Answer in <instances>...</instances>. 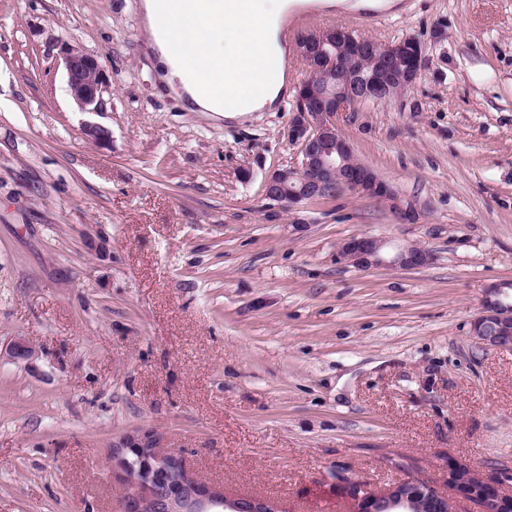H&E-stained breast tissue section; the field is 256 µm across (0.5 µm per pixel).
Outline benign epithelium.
Masks as SVG:
<instances>
[{
  "label": "benign epithelium",
  "mask_w": 512,
  "mask_h": 512,
  "mask_svg": "<svg viewBox=\"0 0 512 512\" xmlns=\"http://www.w3.org/2000/svg\"><path fill=\"white\" fill-rule=\"evenodd\" d=\"M297 52L306 64L295 106L288 124V142L299 148L301 162L294 168L273 172L265 181V196L290 208L318 199L352 192L395 201V193L367 166L352 161L349 143L340 134L336 119L354 111L366 100L387 101L412 86L424 66L421 46L411 38L381 45L340 27H327L302 34ZM70 95L78 109L89 115L106 111L109 84L99 60L68 46L62 51ZM86 137L104 142L109 131L87 121ZM386 243L375 236L351 238L339 246L337 260L361 268L398 266L413 269L430 256L413 247L389 255ZM472 335L481 344L512 351V281L485 290L482 311L472 324ZM130 487L121 502V512H274L262 498H228L223 489L193 477L177 453L163 449L153 432L136 431L112 443ZM459 468L448 473V483L475 502L482 512H512V498L502 494L504 482L512 484V469L492 483L477 473L474 482L457 480ZM405 485L409 494L389 501L388 512H408L417 500L434 506L431 512H453L450 499L430 485L408 477L383 489L356 482L351 500L355 512H380L378 500Z\"/></svg>",
  "instance_id": "1"
}]
</instances>
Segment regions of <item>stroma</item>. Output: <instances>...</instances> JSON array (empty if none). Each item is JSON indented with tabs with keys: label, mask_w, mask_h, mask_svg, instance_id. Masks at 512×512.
Here are the masks:
<instances>
[{
	"label": "stroma",
	"mask_w": 512,
	"mask_h": 512,
	"mask_svg": "<svg viewBox=\"0 0 512 512\" xmlns=\"http://www.w3.org/2000/svg\"><path fill=\"white\" fill-rule=\"evenodd\" d=\"M143 0H0V512H121L112 443L135 430L197 479L281 512H350V487L462 463L512 468V351L471 327L512 280V0H399L289 13L425 64L338 121L355 160L411 205L343 192L294 208V98L224 118L163 85ZM71 44L109 81L97 144L70 96ZM370 234L418 269L336 259Z\"/></svg>",
	"instance_id": "35a3bbf8"
}]
</instances>
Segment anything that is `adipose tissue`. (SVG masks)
Listing matches in <instances>:
<instances>
[{
	"mask_svg": "<svg viewBox=\"0 0 512 512\" xmlns=\"http://www.w3.org/2000/svg\"><path fill=\"white\" fill-rule=\"evenodd\" d=\"M143 8L163 81L178 86L189 107L236 118L273 109L286 92V76L280 72L260 96H233L235 88L259 73L265 55L277 50L278 32L270 21L281 13L283 0H247L242 8L235 0H193L190 14L170 19L180 33L174 44L157 27L160 0H144Z\"/></svg>",
	"mask_w": 512,
	"mask_h": 512,
	"instance_id": "obj_1",
	"label": "adipose tissue"
}]
</instances>
